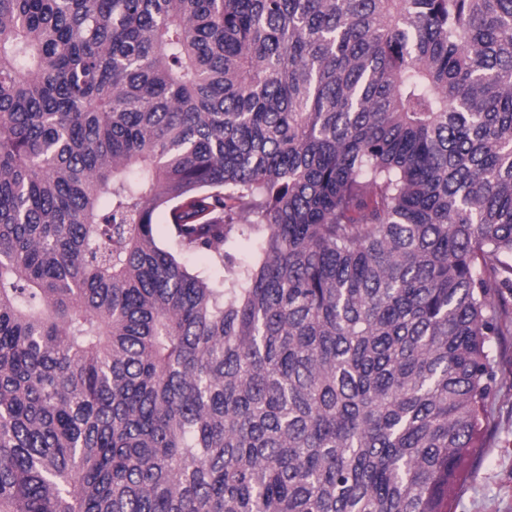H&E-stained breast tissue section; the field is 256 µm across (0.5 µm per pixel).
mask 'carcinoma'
<instances>
[{"instance_id": "cac0c4a2", "label": "carcinoma", "mask_w": 512, "mask_h": 512, "mask_svg": "<svg viewBox=\"0 0 512 512\" xmlns=\"http://www.w3.org/2000/svg\"><path fill=\"white\" fill-rule=\"evenodd\" d=\"M506 336L512 0H0V512H450Z\"/></svg>"}]
</instances>
